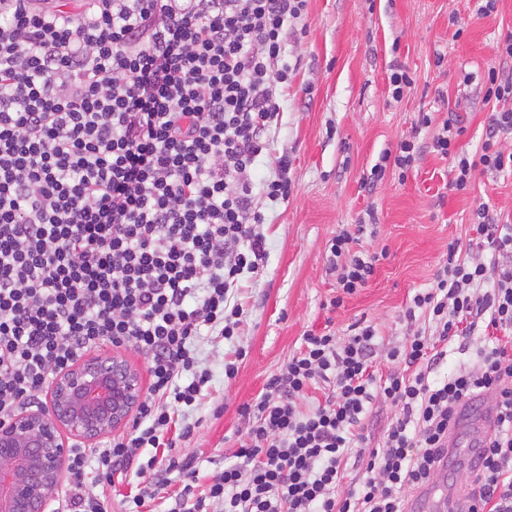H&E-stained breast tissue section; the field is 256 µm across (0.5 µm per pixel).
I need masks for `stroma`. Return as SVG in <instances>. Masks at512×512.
Instances as JSON below:
<instances>
[{"instance_id": "stroma-1", "label": "stroma", "mask_w": 512, "mask_h": 512, "mask_svg": "<svg viewBox=\"0 0 512 512\" xmlns=\"http://www.w3.org/2000/svg\"><path fill=\"white\" fill-rule=\"evenodd\" d=\"M456 24H449V17ZM463 34H456V27ZM512 30V0H500L487 18L472 14L470 0H308L301 20L287 36L297 75L284 102L280 127L271 134L269 155L255 167L262 182L272 160H290L287 202H263L267 263L253 288L242 295L250 309L238 343H202L199 356L211 379L196 411L193 436L172 453L195 456L201 480L224 468L225 455L240 446L237 408L253 402L264 383L301 345L307 331L344 338L357 321L374 323L381 336L401 343L402 320L413 293L428 287L450 243L468 246L470 217L487 204L512 223V175H477L470 190L446 188L448 162L423 153L406 181L394 173L365 185L371 167L405 138L427 142L432 127L458 113L466 132L459 148L479 150L491 113L475 85L477 76L499 65L496 42ZM399 64L415 78L400 100L388 93V74ZM431 128L417 124L419 113ZM374 210L377 233L364 236L369 250L385 249L367 288L329 308L337 274L326 259L328 241L343 226ZM248 355L235 378L224 375L234 345Z\"/></svg>"}]
</instances>
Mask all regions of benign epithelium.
<instances>
[{"label":"benign epithelium","instance_id":"obj_1","mask_svg":"<svg viewBox=\"0 0 512 512\" xmlns=\"http://www.w3.org/2000/svg\"><path fill=\"white\" fill-rule=\"evenodd\" d=\"M143 398L141 374L122 355L88 356L59 373L51 412L24 408L0 421V512H46L64 472L68 440L93 441L124 428Z\"/></svg>","mask_w":512,"mask_h":512}]
</instances>
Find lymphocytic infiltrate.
I'll return each mask as SVG.
<instances>
[{
	"label": "lymphocytic infiltrate",
	"mask_w": 512,
	"mask_h": 512,
	"mask_svg": "<svg viewBox=\"0 0 512 512\" xmlns=\"http://www.w3.org/2000/svg\"><path fill=\"white\" fill-rule=\"evenodd\" d=\"M307 0H0V419L48 388L89 350L130 346L148 357L150 386L130 431L69 453L62 512H107L85 490L88 462L106 484L134 475L182 483L169 512H407L448 456L460 407L488 402L491 435L473 460L467 512H512V225L486 204L471 226L490 257L448 258L404 311L412 334L385 343L376 325L341 339L305 333L259 397L238 407L244 439L233 463L196 493V459L158 457L210 372L197 343H234L244 288L266 261L261 200L287 201L288 158L254 185L296 68L288 28ZM493 109L480 152L458 150L452 116L429 145L405 139L371 169L406 176L423 151L448 159L449 190L477 174L512 172V72L488 68ZM365 224L329 242L344 297L368 285L384 252ZM482 333L475 362L438 379L455 341ZM323 396L310 400V390ZM393 408L380 444L366 421Z\"/></svg>",
	"instance_id": "obj_1"
}]
</instances>
